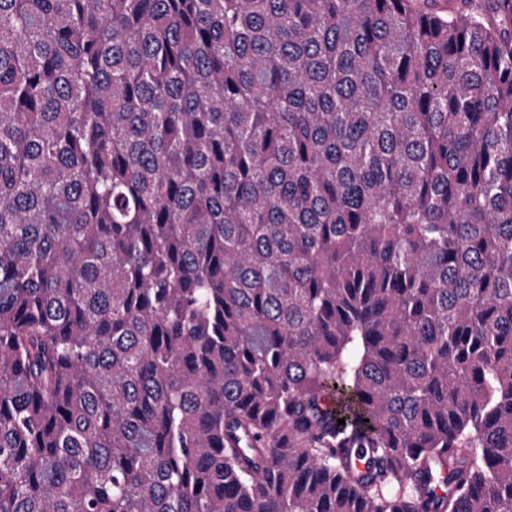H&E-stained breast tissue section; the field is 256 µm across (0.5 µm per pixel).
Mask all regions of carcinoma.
Wrapping results in <instances>:
<instances>
[{"mask_svg":"<svg viewBox=\"0 0 512 512\" xmlns=\"http://www.w3.org/2000/svg\"><path fill=\"white\" fill-rule=\"evenodd\" d=\"M0 512H512V0H0Z\"/></svg>","mask_w":512,"mask_h":512,"instance_id":"cac0c4a2","label":"carcinoma"}]
</instances>
